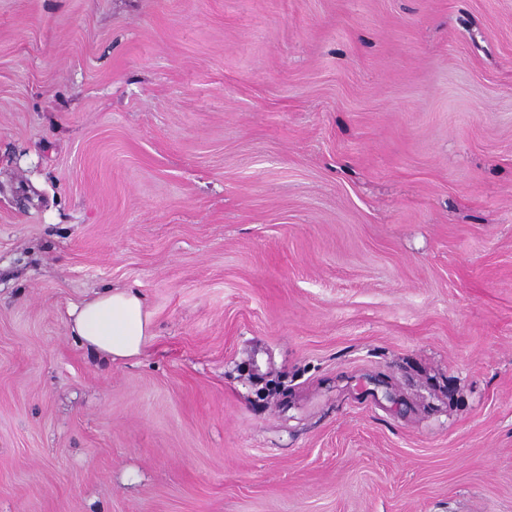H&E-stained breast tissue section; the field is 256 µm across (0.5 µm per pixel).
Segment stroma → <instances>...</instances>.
I'll return each mask as SVG.
<instances>
[{"instance_id": "obj_1", "label": "stroma", "mask_w": 512, "mask_h": 512, "mask_svg": "<svg viewBox=\"0 0 512 512\" xmlns=\"http://www.w3.org/2000/svg\"><path fill=\"white\" fill-rule=\"evenodd\" d=\"M0 512H512V0H0ZM70 316L73 336L106 362L140 355L153 336L150 314L135 288H105L74 306Z\"/></svg>"}]
</instances>
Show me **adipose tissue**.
Segmentation results:
<instances>
[{
	"label": "adipose tissue",
	"mask_w": 512,
	"mask_h": 512,
	"mask_svg": "<svg viewBox=\"0 0 512 512\" xmlns=\"http://www.w3.org/2000/svg\"><path fill=\"white\" fill-rule=\"evenodd\" d=\"M70 316L73 335L107 362L140 355L153 334L143 296L133 288L104 289Z\"/></svg>",
	"instance_id": "1"
}]
</instances>
